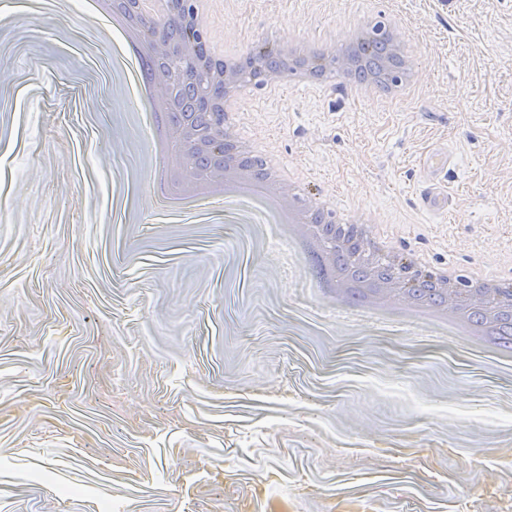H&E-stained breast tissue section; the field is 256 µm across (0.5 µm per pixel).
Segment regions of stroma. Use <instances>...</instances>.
<instances>
[{"instance_id": "1", "label": "stroma", "mask_w": 512, "mask_h": 512, "mask_svg": "<svg viewBox=\"0 0 512 512\" xmlns=\"http://www.w3.org/2000/svg\"><path fill=\"white\" fill-rule=\"evenodd\" d=\"M0 52V456L57 449L144 512H190L189 462L220 448L209 512H490L512 485V357L430 328L334 319L317 259L262 220L157 216L135 117L97 29L16 10ZM395 17L418 85L404 100L272 79L239 113L307 179L396 246L512 269V0H210L219 43L322 36ZM446 151L449 206H417L418 164ZM129 396L78 420L68 397ZM295 482L303 497L278 496ZM77 487L0 482V512H78Z\"/></svg>"}]
</instances>
